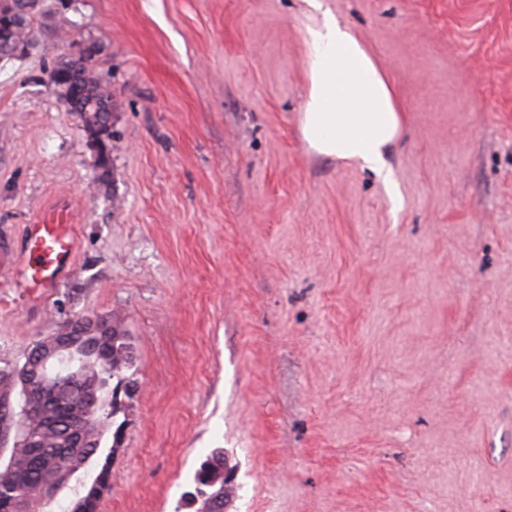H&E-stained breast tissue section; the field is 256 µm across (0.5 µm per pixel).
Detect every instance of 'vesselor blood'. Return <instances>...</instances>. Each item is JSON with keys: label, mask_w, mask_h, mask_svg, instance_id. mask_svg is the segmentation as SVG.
Returning <instances> with one entry per match:
<instances>
[{"label": "vessel or blood", "mask_w": 512, "mask_h": 512, "mask_svg": "<svg viewBox=\"0 0 512 512\" xmlns=\"http://www.w3.org/2000/svg\"><path fill=\"white\" fill-rule=\"evenodd\" d=\"M33 247L22 261V272L42 287L52 288L70 272L75 249V227L52 212L29 227Z\"/></svg>", "instance_id": "1"}]
</instances>
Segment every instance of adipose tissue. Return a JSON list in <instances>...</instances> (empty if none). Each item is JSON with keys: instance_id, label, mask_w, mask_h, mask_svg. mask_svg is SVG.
Instances as JSON below:
<instances>
[{"instance_id": "ef3b65f1", "label": "adipose tissue", "mask_w": 512, "mask_h": 512, "mask_svg": "<svg viewBox=\"0 0 512 512\" xmlns=\"http://www.w3.org/2000/svg\"><path fill=\"white\" fill-rule=\"evenodd\" d=\"M306 3L302 138L316 156L388 177L387 156L404 126L393 86L351 26L323 0Z\"/></svg>"}]
</instances>
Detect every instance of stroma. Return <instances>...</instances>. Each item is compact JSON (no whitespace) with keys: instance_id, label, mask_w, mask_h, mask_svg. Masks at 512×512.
<instances>
[{"instance_id":"1","label":"stroma","mask_w":512,"mask_h":512,"mask_svg":"<svg viewBox=\"0 0 512 512\" xmlns=\"http://www.w3.org/2000/svg\"><path fill=\"white\" fill-rule=\"evenodd\" d=\"M405 111L391 183L299 132L304 0H48L0 59V364L111 315L134 395L100 512H176L212 449L224 512H512V0H325ZM100 48L112 155L46 84ZM75 215L46 301L26 227Z\"/></svg>"}]
</instances>
